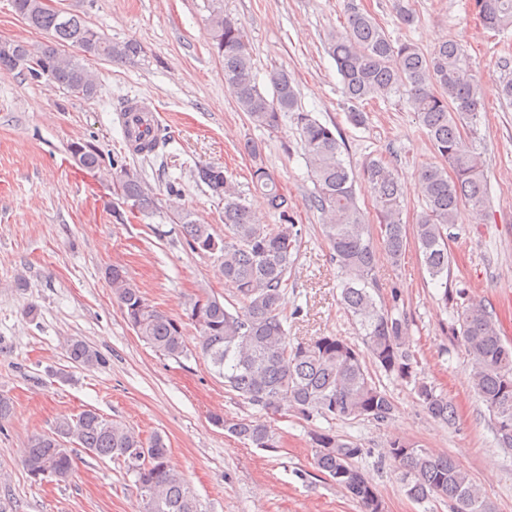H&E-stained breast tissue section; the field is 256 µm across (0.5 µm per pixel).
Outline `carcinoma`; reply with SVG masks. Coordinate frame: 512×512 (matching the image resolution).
<instances>
[{"label":"carcinoma","instance_id":"1","mask_svg":"<svg viewBox=\"0 0 512 512\" xmlns=\"http://www.w3.org/2000/svg\"><path fill=\"white\" fill-rule=\"evenodd\" d=\"M475 5L485 27L503 34L512 30V0H475ZM13 7L28 27L46 34L48 41L32 45L0 40V68L18 69L75 97L89 99L98 92L86 61L131 59L143 53L140 43L114 42L81 15L55 11L43 0H13ZM208 23L213 48L224 65V83L235 90L239 110L256 127L269 131L278 129L288 113L295 120L315 185L313 203L341 274V301L359 326L365 351L341 336L296 342L288 336L283 304L300 230L290 218L288 197L260 164L253 170L252 185L264 194L278 224H261L218 165L201 166L197 175L224 200V237H215L211 225L197 223L192 213L175 212L189 248L218 255L220 273L236 301L226 304L215 295L200 296L189 304L187 318L170 316L151 305L122 268L112 266L107 277L121 313L142 341L173 358L192 352L186 339V321H191L198 333L196 349L224 386L268 415L284 411L306 421L387 422L395 406L367 362L401 379L412 378L415 369L408 324L376 300L379 253L397 264L409 241H414L431 281L443 288L441 298L448 301L453 256L444 230L457 223L463 207L483 214L488 196L482 157L473 144L480 85L467 53L458 43L445 42L424 52L411 41H394L373 17L353 5L344 30L327 37L326 49L341 76L349 122L364 124L360 104L386 99L402 84L434 152L446 161L444 166L422 169L420 188L426 208L412 226L400 217L404 185L399 177L377 160L366 162L365 187L379 213L376 237L358 206L354 174L342 159L345 143L339 128L299 107L286 71L271 75L272 96L261 91L245 32L224 14L222 0H215ZM69 153L87 166H102V155L90 142L71 143ZM112 179L129 211L147 215L154 210L155 196L139 169L121 165L113 169ZM451 330L453 344L463 346L472 360L470 384L490 415L498 447L512 449V343L501 336L494 313L480 300L462 307ZM68 353L79 366L104 362L100 352L82 340L71 341ZM415 389L433 420L444 424L455 420L456 407L447 396L423 381ZM212 421L257 448H276L272 430L257 420L215 415ZM73 444L122 462L141 495L150 496L144 512H201L187 480L170 464L161 436L144 439L91 409L60 418L50 435L31 438L25 459L29 477L50 470L58 480H66L76 466ZM311 445L315 467L356 500L363 512H384L378 492L354 464L362 449L323 429L311 434ZM387 452L412 500L439 498L457 506L455 512H492L471 474L453 457L400 437L390 439Z\"/></svg>","mask_w":512,"mask_h":512}]
</instances>
